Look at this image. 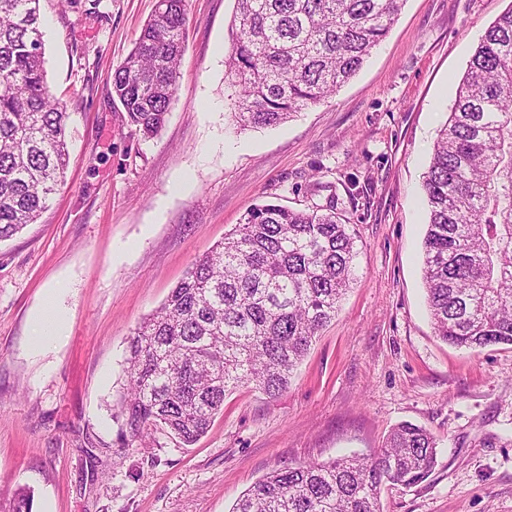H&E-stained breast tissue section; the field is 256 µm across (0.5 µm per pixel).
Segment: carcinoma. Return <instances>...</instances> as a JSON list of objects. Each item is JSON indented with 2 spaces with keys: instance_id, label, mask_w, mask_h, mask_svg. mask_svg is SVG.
Masks as SVG:
<instances>
[{
  "instance_id": "cac0c4a2",
  "label": "carcinoma",
  "mask_w": 512,
  "mask_h": 512,
  "mask_svg": "<svg viewBox=\"0 0 512 512\" xmlns=\"http://www.w3.org/2000/svg\"><path fill=\"white\" fill-rule=\"evenodd\" d=\"M224 60L234 118L265 128L336 94L386 38L405 0H236ZM188 0H162L112 76L144 136L162 128L183 54ZM66 112L46 79L40 0H0V243L37 221L64 184ZM427 304L436 336L473 351L512 345V7L487 28L425 175ZM351 225L333 210L268 203L196 259L131 333L116 402L130 446L163 431L188 446L227 392H284L354 280ZM437 439L400 424L366 457L284 466L231 512H380L386 484L432 471ZM15 487L0 512H33Z\"/></svg>"
}]
</instances>
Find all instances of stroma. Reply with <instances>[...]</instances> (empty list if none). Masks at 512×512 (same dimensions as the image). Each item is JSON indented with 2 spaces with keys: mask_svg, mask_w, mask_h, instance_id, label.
<instances>
[{
  "mask_svg": "<svg viewBox=\"0 0 512 512\" xmlns=\"http://www.w3.org/2000/svg\"><path fill=\"white\" fill-rule=\"evenodd\" d=\"M157 0H41L47 80L68 114L65 184L0 243V500L14 484L51 512H230L276 467L369 455L412 423L438 440L423 482L386 487L383 512H512V346L434 333L421 273L423 181L459 80L512 0H406L335 96L239 129L224 58L235 0H188L180 77L145 137L112 75ZM335 204L356 278L287 390L251 385L194 445L159 433L120 445L109 409L135 326L252 208ZM58 291L61 336L33 317Z\"/></svg>",
  "mask_w": 512,
  "mask_h": 512,
  "instance_id": "obj_1",
  "label": "stroma"
}]
</instances>
